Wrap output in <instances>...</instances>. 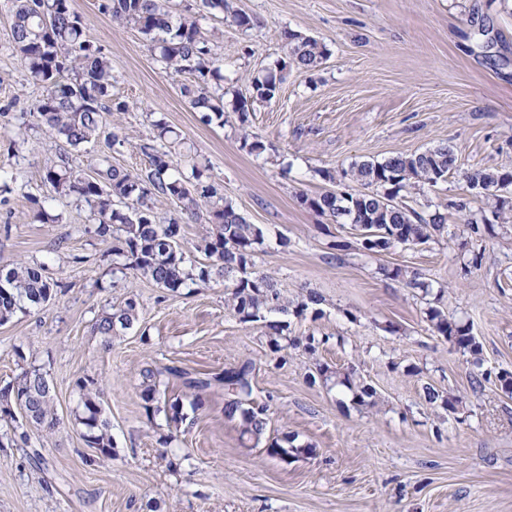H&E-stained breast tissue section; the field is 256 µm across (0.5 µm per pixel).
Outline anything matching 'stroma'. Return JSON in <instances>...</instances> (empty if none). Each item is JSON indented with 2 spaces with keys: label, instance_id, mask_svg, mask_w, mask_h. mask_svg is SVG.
<instances>
[{
  "label": "stroma",
  "instance_id": "1",
  "mask_svg": "<svg viewBox=\"0 0 512 512\" xmlns=\"http://www.w3.org/2000/svg\"><path fill=\"white\" fill-rule=\"evenodd\" d=\"M248 14L205 16L224 60L223 125H207L180 93L134 26L112 22L99 0H73L89 40L117 77L120 145L68 149L75 170L106 152L113 166L144 168L140 144L164 120L181 135L225 198L266 230L253 257L289 302L316 294L318 309L287 317L289 339L270 349L266 322H240L224 301L223 279L170 292L112 270L115 235L99 236L84 203L49 201L42 179L59 144L35 106L41 90L12 53L11 0H0V266H43L54 297L0 325V387L25 370L46 372L59 418L47 431L20 408L0 417V512H512V231L471 235L448 214V232L424 245L367 254L350 225L300 205V194L330 189L323 172L441 144L457 149L459 173L413 194L431 212L469 195L472 214L492 199L470 192L463 171L512 167V0H230ZM312 36L328 55L318 70L295 68L277 97L241 122L233 103L250 96L252 74L275 70L285 31ZM256 137L261 150L243 146ZM46 206L50 222L36 221ZM351 247L341 261L331 244ZM418 271L426 289L404 287L382 270ZM135 299L138 319L104 339L105 311ZM466 323L479 355L434 333L429 308ZM315 336V352L300 341ZM252 362V396L270 406L261 443L224 417L226 369ZM492 372L471 387L477 369ZM153 370L159 398L145 402L142 373ZM213 377L187 388L184 376ZM95 379L112 426L111 456L82 436L78 380ZM434 387L455 411L426 399ZM374 390L373 404L360 402ZM179 402L182 424L165 406ZM278 441L287 458L269 456Z\"/></svg>",
  "mask_w": 512,
  "mask_h": 512
}]
</instances>
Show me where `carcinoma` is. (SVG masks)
<instances>
[{"instance_id": "cac0c4a2", "label": "carcinoma", "mask_w": 512, "mask_h": 512, "mask_svg": "<svg viewBox=\"0 0 512 512\" xmlns=\"http://www.w3.org/2000/svg\"><path fill=\"white\" fill-rule=\"evenodd\" d=\"M99 9L116 23L133 24L146 36L150 48L158 52L164 69L173 77L190 76L182 93L206 124L224 126V60L213 51L212 38L205 35L193 13L178 17L170 0H100ZM12 48L32 80L40 85L36 104L43 125L51 136L73 148L104 139L107 147L121 144L118 135L107 131L110 117L129 111L130 105L112 94L116 78L112 63L102 48L84 32L80 16L71 0H13ZM285 58L279 73L270 72L251 79L254 99L271 102L283 81L281 73L295 64L306 70L319 68L326 58V46L319 40L288 31ZM152 142L141 145L148 158L142 170L120 169L105 156L94 159V176H83L67 158L44 169L43 180L51 199L74 197L85 203L106 235L119 225L123 237L113 254L116 269L128 271L159 287L176 292L189 284H206L212 276L224 277L228 302L243 323L266 319L271 314L289 313L288 299L276 289L273 277L253 270L252 258L264 244L261 226L250 223L219 192L196 162L176 166L171 160L176 139L162 120L153 124ZM457 152L453 145L383 161L354 163L341 172L349 179L370 188L363 193L327 190L316 196L302 195L308 208L332 220L354 225L359 231L381 233L375 243H359L368 253H380L399 244L421 245L445 229V214L426 213L409 208L400 198L425 186L436 187L457 171ZM469 188L481 184L495 194L493 215L503 224L512 223V171L501 168L474 169L464 173ZM177 201L180 209L165 215L158 205ZM206 208L212 216V231L197 246L211 259L196 263L179 242L184 217ZM385 276L399 280L408 288H423L420 273L400 267L385 270ZM59 284L42 273V267L26 263L8 270L0 268V324L17 313L38 307L54 296ZM137 320L136 303L102 314L94 330L110 339L115 327L127 329ZM428 321L434 332L473 355L480 345L470 328L453 319L441 308L429 310ZM253 365L243 362L224 371V415L242 422L241 434L259 441L267 426L268 406L251 399ZM82 411L77 420L85 428L86 443L103 456L112 455L113 441L109 420L103 416L99 393L93 379L80 384ZM25 408L34 422L48 431L58 425L51 386L39 368L26 370L13 383L0 388V412L11 413V404Z\"/></svg>"}]
</instances>
